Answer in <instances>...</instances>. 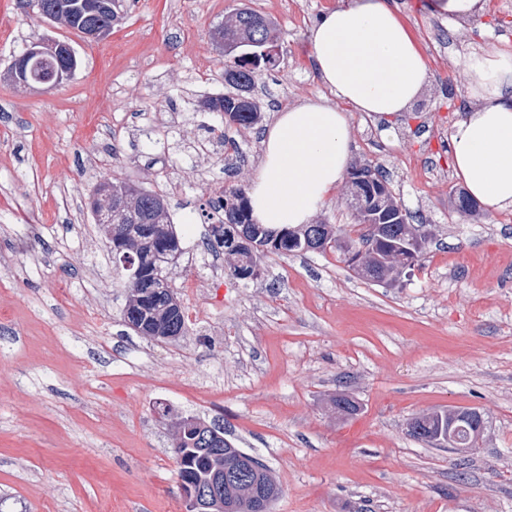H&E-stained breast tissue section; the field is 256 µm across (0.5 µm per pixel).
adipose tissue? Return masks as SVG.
<instances>
[{"instance_id": "obj_1", "label": "adipose tissue", "mask_w": 512, "mask_h": 512, "mask_svg": "<svg viewBox=\"0 0 512 512\" xmlns=\"http://www.w3.org/2000/svg\"><path fill=\"white\" fill-rule=\"evenodd\" d=\"M311 58L346 109L315 97L278 112L262 142L248 197L256 223H311L351 164V112L386 119L421 96L429 67L398 17L395 0H338L309 30ZM473 101L450 138L467 193L512 208V51L467 60Z\"/></svg>"}]
</instances>
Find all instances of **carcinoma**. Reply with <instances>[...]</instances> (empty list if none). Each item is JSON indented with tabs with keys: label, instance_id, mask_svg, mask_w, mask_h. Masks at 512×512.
Segmentation results:
<instances>
[{
	"label": "carcinoma",
	"instance_id": "cac0c4a2",
	"mask_svg": "<svg viewBox=\"0 0 512 512\" xmlns=\"http://www.w3.org/2000/svg\"><path fill=\"white\" fill-rule=\"evenodd\" d=\"M32 10L41 18L55 21L85 36L100 28H113L116 22L128 11L129 0H28ZM261 15L253 11H237L224 23L215 28L213 38L225 37L229 28H235L240 36H245L250 27L259 24ZM61 49L55 55H48L30 67V72L38 78H46L61 68L76 71L80 59L73 47L65 40L58 41ZM261 79V70L250 60L233 59L224 68V81L233 89L255 88ZM203 107L211 112L224 113V126L227 128H253L262 121L258 106L241 108L231 94L212 97L203 102ZM358 177L364 193L375 205L388 212L401 207L393 195L387 180L368 166L360 167ZM209 220H214L210 229V246L216 252L224 253L229 260L233 276L239 280L257 278L254 270L259 267V255L286 256L290 253L326 252L328 243L342 239L343 246L336 250L340 261H345L348 252L363 258L364 266L372 272L370 281L393 284L400 279L404 270L415 265L424 249L410 246L409 239L417 235L416 226L410 224L412 215L403 212L404 222L388 224L382 234L367 228L358 238H344L333 224H302L297 227L269 229L262 224H253L252 241H241L238 234L240 225L252 224L253 218L249 199L238 188H228L222 202L208 203ZM93 212L112 214V223L123 224L128 228L124 241L125 251L132 254L141 264L142 290L134 292L131 284L124 283L128 297L122 308L124 322L134 313L147 312L159 320L162 334L156 341H173L188 331L185 315L177 311L180 304L173 292L160 288L157 275L167 270L170 262L181 251L180 240L171 224L168 206L163 197L143 190L125 181L112 180V201L99 197L94 203ZM265 247L261 251L254 244ZM334 408L342 415L353 416L359 406L347 393L333 397ZM461 419L454 424L456 443L465 448L472 436V425L478 421L477 412L461 408ZM193 430L179 437L180 443L174 446L179 481L194 487L205 485L215 472L225 469L229 458L225 449L231 443L224 439V430L198 417ZM448 428V411H434L415 418L407 432L413 438L431 442L439 430ZM224 495L236 506V512H254L249 486L244 482L227 485Z\"/></svg>",
	"mask_w": 512,
	"mask_h": 512
}]
</instances>
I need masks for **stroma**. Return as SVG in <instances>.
<instances>
[{"label":"stroma","instance_id":"stroma-1","mask_svg":"<svg viewBox=\"0 0 512 512\" xmlns=\"http://www.w3.org/2000/svg\"><path fill=\"white\" fill-rule=\"evenodd\" d=\"M336 2L135 0L91 41L0 0V512H183L181 415L271 468L274 512H512V209L474 222L450 202L465 61L512 49V0L458 24L396 0L429 81L393 122L355 112L351 125L353 161L379 169L430 238L400 284L332 252L267 255L243 282L204 243L202 208L250 187L274 113L332 98L308 32ZM242 8L273 23L279 58L252 93L262 124L228 130L200 103L228 90L212 32ZM43 39L69 42L80 68L51 88L13 83L15 57ZM105 178L167 201L182 247L169 284L181 300L200 287L205 313L177 341L123 321L90 208ZM341 390L358 415L336 413ZM451 407L484 413L476 451L408 435L411 418Z\"/></svg>","mask_w":512,"mask_h":512}]
</instances>
